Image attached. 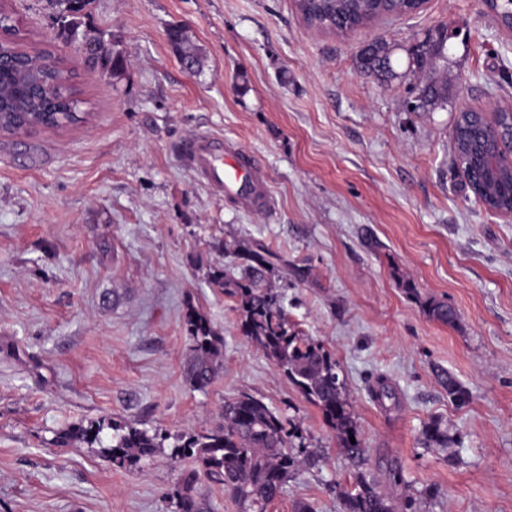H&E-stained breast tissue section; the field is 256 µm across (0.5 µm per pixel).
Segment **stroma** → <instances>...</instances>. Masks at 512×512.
<instances>
[{"label":"stroma","mask_w":512,"mask_h":512,"mask_svg":"<svg viewBox=\"0 0 512 512\" xmlns=\"http://www.w3.org/2000/svg\"><path fill=\"white\" fill-rule=\"evenodd\" d=\"M28 52H50L84 115L63 128L0 133V512H177L190 460L178 435L220 422L248 392L296 418L319 466L297 472L269 512H342L350 475L317 407L242 336L235 302L210 286L219 245L259 240L290 267L284 306L337 359L371 468H403L414 512H512V221L475 200L452 164L465 107L512 106V34L482 0H428L410 17L345 35L308 29L293 0H90L94 27L127 59L106 81L56 39L46 0H0ZM448 25V106L404 109L407 84L361 74L355 55L386 40L407 51ZM181 27L205 59L187 71L167 40ZM223 136L263 164L269 216L249 214L201 182L182 154L195 133ZM110 252H102V243ZM410 276L411 299L391 274ZM447 301L456 326L420 299ZM224 338L205 391L184 367L187 304ZM469 390L459 407L437 369ZM387 379L398 407L370 389ZM109 416L165 438L143 469L113 467L100 445L55 437ZM441 418L453 442L417 439ZM435 485L439 497L421 498Z\"/></svg>","instance_id":"obj_1"}]
</instances>
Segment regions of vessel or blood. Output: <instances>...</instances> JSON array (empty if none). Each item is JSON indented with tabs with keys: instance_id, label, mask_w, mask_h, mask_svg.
<instances>
[{
	"instance_id": "obj_1",
	"label": "vessel or blood",
	"mask_w": 512,
	"mask_h": 512,
	"mask_svg": "<svg viewBox=\"0 0 512 512\" xmlns=\"http://www.w3.org/2000/svg\"><path fill=\"white\" fill-rule=\"evenodd\" d=\"M185 152L198 178L217 194H234L250 213L272 209L267 177L256 157H241L223 138L208 134L191 136Z\"/></svg>"
}]
</instances>
